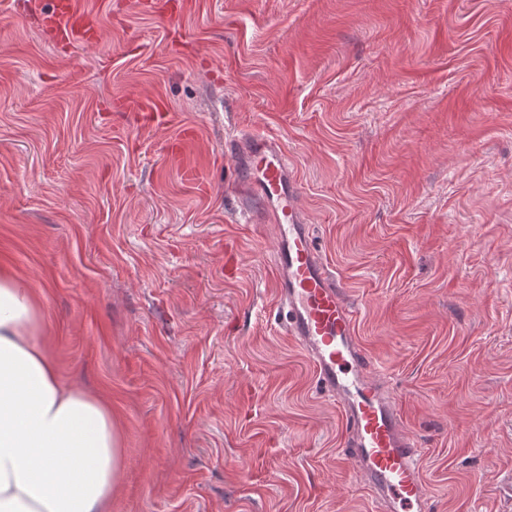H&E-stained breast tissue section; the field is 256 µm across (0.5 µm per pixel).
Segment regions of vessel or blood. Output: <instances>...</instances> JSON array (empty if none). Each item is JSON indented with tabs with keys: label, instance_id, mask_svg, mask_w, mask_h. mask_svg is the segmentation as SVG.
Wrapping results in <instances>:
<instances>
[{
	"label": "vessel or blood",
	"instance_id": "b4317fda",
	"mask_svg": "<svg viewBox=\"0 0 512 512\" xmlns=\"http://www.w3.org/2000/svg\"><path fill=\"white\" fill-rule=\"evenodd\" d=\"M43 18L68 45L94 41L89 18L67 0H55ZM122 104L143 127L164 117L156 104L127 97ZM224 149L240 171L239 197L259 203L275 228L276 299L285 312L287 334L336 401L353 449L352 464L367 480L378 512H424L417 445L393 397L373 376L357 338L354 312L314 244L286 147L263 136H238L227 140Z\"/></svg>",
	"mask_w": 512,
	"mask_h": 512
}]
</instances>
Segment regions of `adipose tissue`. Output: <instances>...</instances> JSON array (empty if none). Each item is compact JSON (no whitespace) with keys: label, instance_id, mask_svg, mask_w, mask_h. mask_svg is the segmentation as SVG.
Listing matches in <instances>:
<instances>
[{"label":"adipose tissue","instance_id":"adipose-tissue-1","mask_svg":"<svg viewBox=\"0 0 512 512\" xmlns=\"http://www.w3.org/2000/svg\"><path fill=\"white\" fill-rule=\"evenodd\" d=\"M30 289L0 274V512H111L124 466L112 407L63 383Z\"/></svg>","mask_w":512,"mask_h":512}]
</instances>
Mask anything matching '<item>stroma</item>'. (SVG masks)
Listing matches in <instances>:
<instances>
[{
    "label": "stroma",
    "instance_id": "obj_1",
    "mask_svg": "<svg viewBox=\"0 0 512 512\" xmlns=\"http://www.w3.org/2000/svg\"><path fill=\"white\" fill-rule=\"evenodd\" d=\"M73 5L99 38L68 50L0 0V272L112 406V512H377L242 214L224 141L252 134L288 150L426 512H512V0ZM120 101L125 110L136 112L137 122L142 127L153 126L164 118L163 110L158 104H145L140 101L134 102L128 97H121Z\"/></svg>",
    "mask_w": 512,
    "mask_h": 512
}]
</instances>
